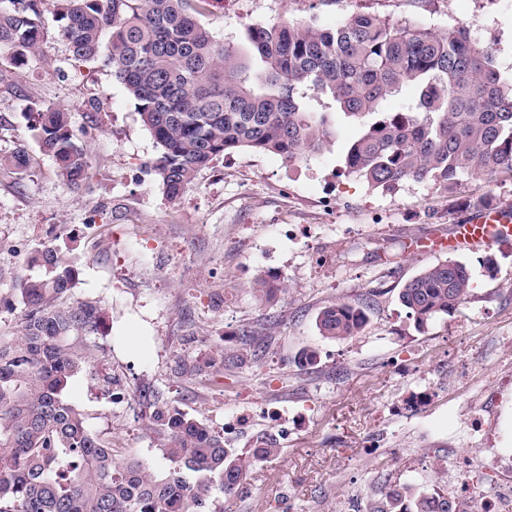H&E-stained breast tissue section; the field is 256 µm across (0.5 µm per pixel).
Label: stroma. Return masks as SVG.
Wrapping results in <instances>:
<instances>
[{"label": "stroma", "instance_id": "obj_1", "mask_svg": "<svg viewBox=\"0 0 512 512\" xmlns=\"http://www.w3.org/2000/svg\"><path fill=\"white\" fill-rule=\"evenodd\" d=\"M356 12L438 31L462 24L512 62V0H213L204 21L240 48L250 25L331 26ZM50 106L70 109L90 156L76 190L28 131L30 113ZM356 132L342 124L329 148L292 164L272 153L225 155L172 202L148 166L157 145L102 62L75 61L53 36L23 63L0 55V154L23 147L30 159L23 176L0 168V343L21 334L15 279L39 274L45 247L59 249L78 271L73 300L98 301L109 327L66 397L111 438L117 458L165 468L149 423L163 405L218 433L250 411L246 431L227 438L241 452L255 436L276 435L279 455L253 467L232 512H373L387 489L459 479L454 466L435 471L449 449L477 462L512 456V389H497L512 373V241L454 255L410 247L465 223L471 198L512 208V181L465 176L450 195L410 181L374 190L343 167ZM449 259L468 267L470 295L416 328L399 292ZM260 277L271 295L253 291ZM338 300L366 308L368 322L356 336L328 339L316 318ZM244 327L264 340L255 356L209 366L240 352ZM183 361L203 369L180 372ZM107 375L119 379L122 402L106 391Z\"/></svg>", "mask_w": 512, "mask_h": 512}]
</instances>
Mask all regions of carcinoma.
<instances>
[{
  "instance_id": "cac0c4a2",
  "label": "carcinoma",
  "mask_w": 512,
  "mask_h": 512,
  "mask_svg": "<svg viewBox=\"0 0 512 512\" xmlns=\"http://www.w3.org/2000/svg\"><path fill=\"white\" fill-rule=\"evenodd\" d=\"M211 0H0V53L23 61L52 33L78 61L102 59L135 102L158 155L150 166L166 197L177 200L220 156L240 150L295 162L323 152L333 120L359 124L343 153L345 170L377 189L412 181L453 191L464 175L512 180V65L479 46L466 26L446 32L390 25L366 13L320 26L250 25L251 62L201 18ZM409 87L400 109L387 101ZM55 158L70 188L90 161L62 107L37 113L29 127ZM25 150L0 157L22 173ZM36 276L16 291L25 307L21 336L0 344V512H216L214 494L237 499L253 463L280 453L269 438L244 456L224 435L176 408L155 409L156 471L118 460L112 440L93 432L64 396L70 380L95 359L92 339L106 335L99 305L71 301L78 271L55 248L41 251ZM467 268L454 261L423 268L400 292L417 326L465 302ZM367 323L345 301L317 316L320 335L347 339ZM241 364L260 343L241 332ZM383 512H456L448 489L409 500L397 489Z\"/></svg>"
}]
</instances>
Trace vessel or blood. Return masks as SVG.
<instances>
[{"label": "vessel or blood", "instance_id": "obj_1", "mask_svg": "<svg viewBox=\"0 0 512 512\" xmlns=\"http://www.w3.org/2000/svg\"><path fill=\"white\" fill-rule=\"evenodd\" d=\"M512 240V211L490 209L479 212L464 224L455 225L452 234L432 235L415 242L417 250L432 252L440 249L451 252L488 248Z\"/></svg>", "mask_w": 512, "mask_h": 512}]
</instances>
